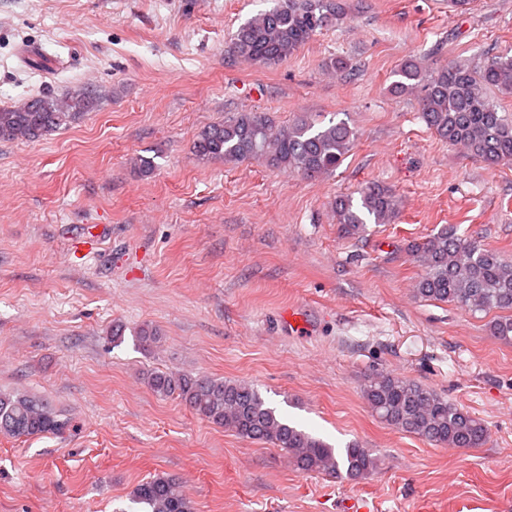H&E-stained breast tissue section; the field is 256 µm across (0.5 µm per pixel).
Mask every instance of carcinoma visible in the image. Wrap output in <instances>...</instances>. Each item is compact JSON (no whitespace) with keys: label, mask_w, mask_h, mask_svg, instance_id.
I'll return each instance as SVG.
<instances>
[{"label":"carcinoma","mask_w":512,"mask_h":512,"mask_svg":"<svg viewBox=\"0 0 512 512\" xmlns=\"http://www.w3.org/2000/svg\"><path fill=\"white\" fill-rule=\"evenodd\" d=\"M272 6L240 25L226 54L270 67L292 56L317 33L351 19L350 0H271ZM327 67L345 77L355 65L344 56ZM388 92L395 98L417 94L421 119L442 140L460 146L489 165L512 162V116L499 111L490 93L512 95V55L502 53L481 65L449 61L432 70L410 58L394 73ZM101 92L80 88L63 97L38 95L20 106L0 108V140L40 139L95 110ZM355 132L336 116L303 113L286 127L275 128L265 112H239L203 129L193 143L201 161L222 158L239 164L263 157L276 167L307 178L336 170L351 150ZM398 202L383 184L370 183L358 195L336 198V222L351 237L368 224H387ZM424 268L417 291L426 299L471 311H502L490 324L493 336L512 341V260L492 249L467 243L457 225L445 224L422 243L411 246ZM139 345L150 350L160 341L157 330L143 327ZM150 389L172 396L201 418L237 435L283 448L303 472L345 473L361 478L378 467L367 448L351 444L339 457L327 442L290 425L276 414L257 389L245 381L219 380L172 372H154ZM364 398L387 425L419 435L437 445L479 448L486 441L484 421L434 389L414 380L385 374L369 380ZM68 421L40 397L0 393V434L21 438L59 433ZM131 503L139 512H193L191 500L173 479L156 476L138 484Z\"/></svg>","instance_id":"1"}]
</instances>
